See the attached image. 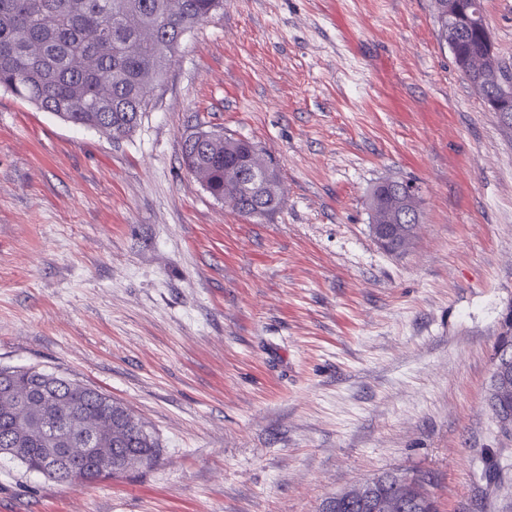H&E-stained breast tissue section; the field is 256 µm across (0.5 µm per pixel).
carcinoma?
I'll use <instances>...</instances> for the list:
<instances>
[{
  "label": "carcinoma",
  "mask_w": 512,
  "mask_h": 512,
  "mask_svg": "<svg viewBox=\"0 0 512 512\" xmlns=\"http://www.w3.org/2000/svg\"><path fill=\"white\" fill-rule=\"evenodd\" d=\"M453 55L458 71L491 98L495 80L478 68L487 51L488 24L481 0H457ZM224 6V0H0V89L74 126L123 139L151 105L180 45L176 34L192 30ZM440 37L448 41V0H434ZM40 52H28L31 43ZM248 141L224 138L214 149L185 142L193 175L205 173L212 196L224 193V168L233 166ZM367 203L371 222L401 213L404 223L420 218L419 196L407 182L390 194L377 188ZM282 205L270 189H247L230 201L246 218L262 217ZM12 390H0V448H21L28 473L77 484L70 472H91L103 448L112 475L127 471V456L157 457L159 444L126 407L102 392L65 378L23 369L12 373ZM54 448L67 456L50 459Z\"/></svg>",
  "instance_id": "carcinoma-1"
}]
</instances>
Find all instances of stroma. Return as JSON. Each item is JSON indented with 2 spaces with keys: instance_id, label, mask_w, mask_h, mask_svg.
I'll return each mask as SVG.
<instances>
[{
  "instance_id": "35a3bbf8",
  "label": "stroma",
  "mask_w": 512,
  "mask_h": 512,
  "mask_svg": "<svg viewBox=\"0 0 512 512\" xmlns=\"http://www.w3.org/2000/svg\"><path fill=\"white\" fill-rule=\"evenodd\" d=\"M483 7L512 64V0ZM199 131L252 142L282 206L212 197L184 164ZM387 178L420 198L399 254L369 230ZM511 307L512 117L433 0H224L117 142L0 91V369L110 395L160 444L77 486L0 456V512H320L387 471L440 512H512L487 404ZM454 0H434V7L437 14V20L440 26V37L452 49V42L449 36L448 28L454 18L455 6Z\"/></svg>"
}]
</instances>
